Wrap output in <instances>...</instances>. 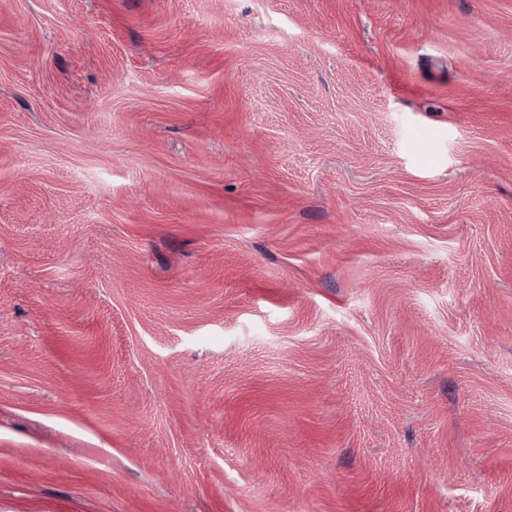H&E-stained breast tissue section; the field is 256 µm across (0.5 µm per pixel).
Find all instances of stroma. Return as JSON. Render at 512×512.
I'll return each mask as SVG.
<instances>
[{"label": "stroma", "instance_id": "obj_1", "mask_svg": "<svg viewBox=\"0 0 512 512\" xmlns=\"http://www.w3.org/2000/svg\"><path fill=\"white\" fill-rule=\"evenodd\" d=\"M0 512H512V0H0Z\"/></svg>", "mask_w": 512, "mask_h": 512}]
</instances>
